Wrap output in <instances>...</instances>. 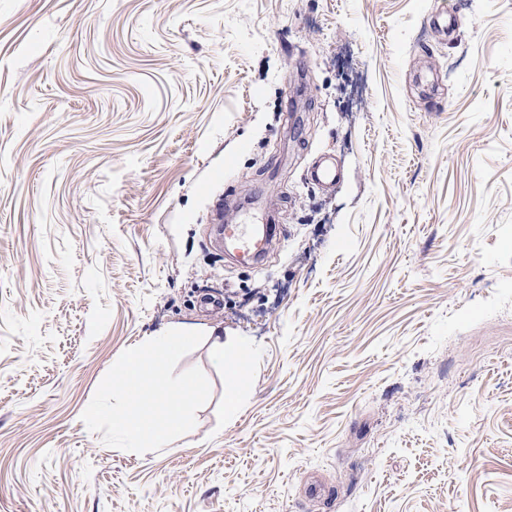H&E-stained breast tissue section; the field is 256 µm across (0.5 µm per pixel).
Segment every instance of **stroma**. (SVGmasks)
Segmentation results:
<instances>
[{
    "label": "stroma",
    "instance_id": "1",
    "mask_svg": "<svg viewBox=\"0 0 512 512\" xmlns=\"http://www.w3.org/2000/svg\"><path fill=\"white\" fill-rule=\"evenodd\" d=\"M170 329L237 407L201 344L194 428L104 445ZM0 512H512V0H0ZM224 227L231 233L236 249L242 253L252 255L253 258L265 251L271 239V233L269 231H271L272 228L264 231L262 234L246 236L236 224H226ZM213 334L212 332L210 336H207L210 351L216 359L224 364L227 374L233 382L228 391L225 392V407L232 410L236 406L238 396L236 381L247 365L249 354L246 349L241 347L232 358H226L224 337L220 335L214 336Z\"/></svg>",
    "mask_w": 512,
    "mask_h": 512
}]
</instances>
